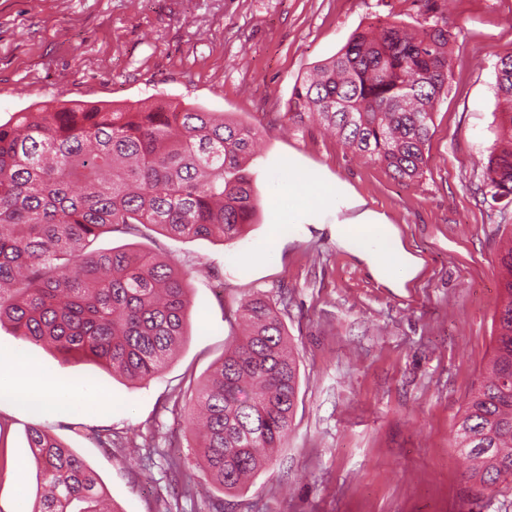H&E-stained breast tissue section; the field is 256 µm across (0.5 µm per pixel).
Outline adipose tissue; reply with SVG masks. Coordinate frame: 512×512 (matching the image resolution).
<instances>
[{
	"instance_id": "1",
	"label": "adipose tissue",
	"mask_w": 512,
	"mask_h": 512,
	"mask_svg": "<svg viewBox=\"0 0 512 512\" xmlns=\"http://www.w3.org/2000/svg\"><path fill=\"white\" fill-rule=\"evenodd\" d=\"M288 186V212L293 220L273 225L264 249L252 252V261L267 260L284 238L302 231L303 225L298 218L306 211L329 205L343 208L351 204L345 190L333 194L320 191L315 175L309 173L290 176ZM330 231L338 247L364 261L373 277L388 287L406 288L423 268V259L403 243L397 227L373 211H365L351 223L333 224ZM63 388V382L46 376L34 363H24L18 371L0 366L1 400L16 397L23 389L46 397Z\"/></svg>"
}]
</instances>
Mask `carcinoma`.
<instances>
[{
  "mask_svg": "<svg viewBox=\"0 0 512 512\" xmlns=\"http://www.w3.org/2000/svg\"><path fill=\"white\" fill-rule=\"evenodd\" d=\"M455 38L441 16L409 32L395 22L355 32L295 83L285 118L316 122L400 182L419 177L432 114L448 90ZM503 120L484 174L493 202L512 203V52L496 64ZM260 131L180 103H58L0 123V324L53 348L64 361L105 365L132 382L158 373L187 339L190 272L135 242L142 229L170 238L232 240L252 223L249 160ZM130 243L86 251L103 235ZM497 334L486 375L455 431L486 487L512 476V246L499 257ZM234 341L190 398L203 469L223 491L282 447L295 415L299 369L278 310L261 294L238 310ZM45 487L33 512H103L106 490L55 435L27 431Z\"/></svg>",
  "mask_w": 512,
  "mask_h": 512,
  "instance_id": "carcinoma-1",
  "label": "carcinoma"
}]
</instances>
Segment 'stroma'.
Returning a JSON list of instances; mask_svg holds the SVG:
<instances>
[{
    "mask_svg": "<svg viewBox=\"0 0 512 512\" xmlns=\"http://www.w3.org/2000/svg\"><path fill=\"white\" fill-rule=\"evenodd\" d=\"M454 27L448 92L433 114L423 175L401 183L314 124L286 130L296 81L369 25L424 21L422 0H0V122L59 100L135 106L166 99L261 130L250 166L257 215L242 238L151 234L160 258L194 270L190 336L150 381L113 376L0 325V362H33L74 383L53 410L0 401V512H32L26 440L42 427L97 473L118 512H512V477L479 492L464 477L455 424L496 334L500 225L512 204L483 191L501 109L499 55L512 51V0H433ZM313 173L383 215L424 260L399 293L340 249L324 208L305 232L252 264L288 221V175ZM281 311L300 371L294 425L237 493L201 465L184 407L240 330L254 294ZM105 400L85 410V397ZM111 430L112 446L96 435ZM148 440L132 453L126 440ZM181 461L172 471L169 458ZM191 494H183L184 485Z\"/></svg>",
    "mask_w": 512,
    "mask_h": 512,
    "instance_id": "35a3bbf8",
    "label": "stroma"
}]
</instances>
